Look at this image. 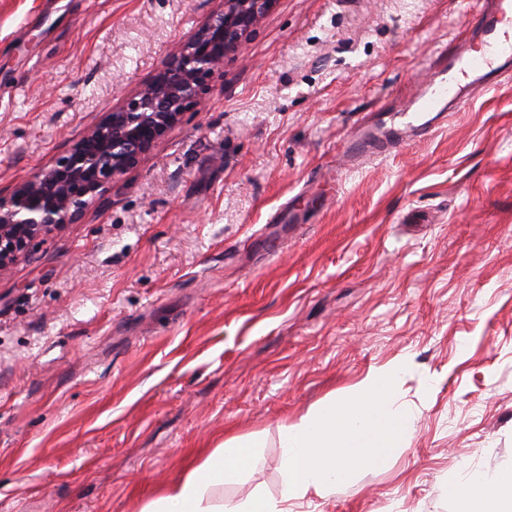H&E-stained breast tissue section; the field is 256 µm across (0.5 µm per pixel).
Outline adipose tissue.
Segmentation results:
<instances>
[{
	"instance_id": "1",
	"label": "adipose tissue",
	"mask_w": 512,
	"mask_h": 512,
	"mask_svg": "<svg viewBox=\"0 0 512 512\" xmlns=\"http://www.w3.org/2000/svg\"><path fill=\"white\" fill-rule=\"evenodd\" d=\"M401 364L373 371L345 399H331L280 428L281 486L278 494L255 487L242 498L224 495L256 464L262 437L232 436L198 464L139 505L137 512H295L299 502L325 500L351 474L401 452L418 411L395 396ZM455 512H502L512 494V470L474 471L449 480Z\"/></svg>"
}]
</instances>
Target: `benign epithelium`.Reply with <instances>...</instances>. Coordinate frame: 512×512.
<instances>
[{
	"instance_id": "7a95c632",
	"label": "benign epithelium",
	"mask_w": 512,
	"mask_h": 512,
	"mask_svg": "<svg viewBox=\"0 0 512 512\" xmlns=\"http://www.w3.org/2000/svg\"><path fill=\"white\" fill-rule=\"evenodd\" d=\"M276 0H221L177 52L126 95L94 127L8 194L0 193V271L31 241L76 224L135 167L186 112L202 104V90L241 53Z\"/></svg>"
}]
</instances>
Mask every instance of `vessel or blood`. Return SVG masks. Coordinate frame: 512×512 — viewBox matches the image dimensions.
I'll use <instances>...</instances> for the list:
<instances>
[{"label":"vessel or blood","instance_id":"b4317fda","mask_svg":"<svg viewBox=\"0 0 512 512\" xmlns=\"http://www.w3.org/2000/svg\"><path fill=\"white\" fill-rule=\"evenodd\" d=\"M491 9L484 14L472 53L463 54L453 63L451 76H430L421 96L407 107L365 125L358 141L352 142L349 156L357 160L369 154L387 153L403 139L432 135L449 113L464 110L476 89H491L505 73L512 71V37L501 25L512 17V0H490Z\"/></svg>","mask_w":512,"mask_h":512}]
</instances>
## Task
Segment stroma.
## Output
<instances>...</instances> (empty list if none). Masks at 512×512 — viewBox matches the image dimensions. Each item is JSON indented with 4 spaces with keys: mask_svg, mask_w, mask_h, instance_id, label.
I'll return each mask as SVG.
<instances>
[{
    "mask_svg": "<svg viewBox=\"0 0 512 512\" xmlns=\"http://www.w3.org/2000/svg\"><path fill=\"white\" fill-rule=\"evenodd\" d=\"M484 0H277L202 109L79 223L0 273V512H135L190 456L278 440L406 360L408 446L298 512H453L512 468V76L427 138L350 163ZM219 0H0V191L175 53ZM445 491L455 512H502V499L512 496V470L474 471L448 480Z\"/></svg>",
    "mask_w": 512,
    "mask_h": 512,
    "instance_id": "1",
    "label": "stroma"
}]
</instances>
